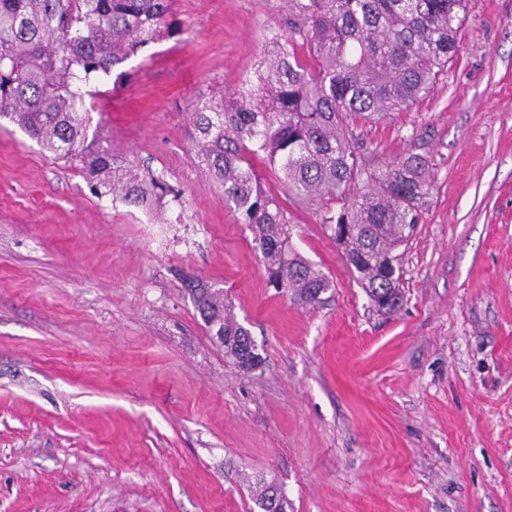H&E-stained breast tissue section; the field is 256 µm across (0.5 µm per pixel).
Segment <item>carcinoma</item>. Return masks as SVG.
I'll list each match as a JSON object with an SVG mask.
<instances>
[{
  "instance_id": "1",
  "label": "carcinoma",
  "mask_w": 512,
  "mask_h": 512,
  "mask_svg": "<svg viewBox=\"0 0 512 512\" xmlns=\"http://www.w3.org/2000/svg\"><path fill=\"white\" fill-rule=\"evenodd\" d=\"M301 24L264 49L244 94L199 99L191 113L197 159L224 202L255 234L269 283L304 305L333 280L288 249L287 212L251 163L261 153L297 195L320 204V223L340 241L348 269L378 310L403 303L398 250L407 245L431 187L429 165L409 155L370 168L356 129L408 108L448 74L467 0H291ZM176 32L172 0H0V119L57 159L82 163L102 195L148 207L167 186L142 176L88 135L85 98L147 44ZM307 50L312 64L301 62ZM225 355L260 363L250 333L224 308V295L192 289ZM262 512H286L281 486L256 483Z\"/></svg>"
}]
</instances>
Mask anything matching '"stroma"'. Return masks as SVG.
I'll return each instance as SVG.
<instances>
[{
  "instance_id": "obj_1",
  "label": "stroma",
  "mask_w": 512,
  "mask_h": 512,
  "mask_svg": "<svg viewBox=\"0 0 512 512\" xmlns=\"http://www.w3.org/2000/svg\"><path fill=\"white\" fill-rule=\"evenodd\" d=\"M173 11L180 32L93 113L118 160L177 190L161 215L0 128V512H260V477L288 512H512V0H469L445 80L357 129L372 165L417 154L433 176L390 315L258 154L294 250L334 281L313 306L269 287L195 156L196 100L249 88L287 0ZM192 281L223 289L258 368L225 356Z\"/></svg>"
}]
</instances>
